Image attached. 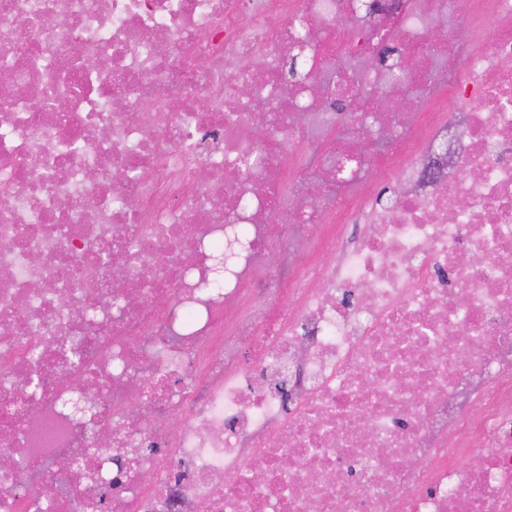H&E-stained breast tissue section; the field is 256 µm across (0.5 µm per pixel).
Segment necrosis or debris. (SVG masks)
Listing matches in <instances>:
<instances>
[{
	"label": "necrosis or debris",
	"instance_id": "obj_1",
	"mask_svg": "<svg viewBox=\"0 0 512 512\" xmlns=\"http://www.w3.org/2000/svg\"><path fill=\"white\" fill-rule=\"evenodd\" d=\"M3 80L0 512H512V0H0Z\"/></svg>",
	"mask_w": 512,
	"mask_h": 512
}]
</instances>
